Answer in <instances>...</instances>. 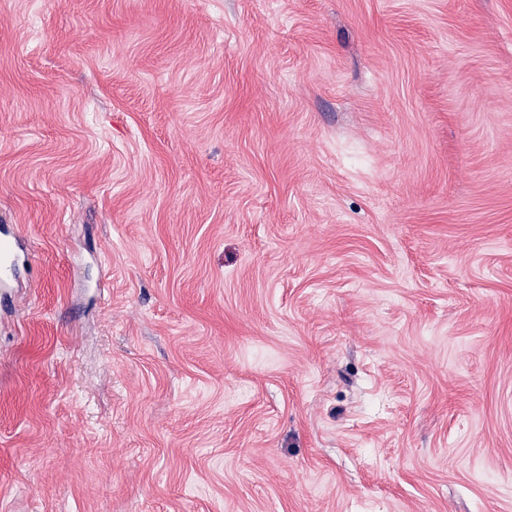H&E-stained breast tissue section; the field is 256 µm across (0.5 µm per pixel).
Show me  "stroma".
<instances>
[{"instance_id": "1", "label": "stroma", "mask_w": 512, "mask_h": 512, "mask_svg": "<svg viewBox=\"0 0 512 512\" xmlns=\"http://www.w3.org/2000/svg\"><path fill=\"white\" fill-rule=\"evenodd\" d=\"M0 512H512V0H0ZM31 246L15 239L10 224L0 225V312L9 310V288L13 281L29 273Z\"/></svg>"}]
</instances>
